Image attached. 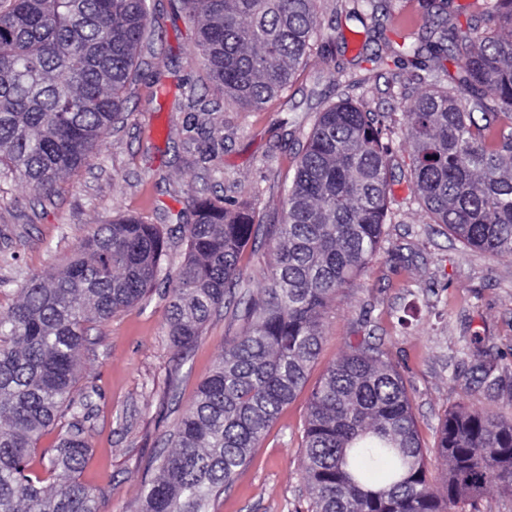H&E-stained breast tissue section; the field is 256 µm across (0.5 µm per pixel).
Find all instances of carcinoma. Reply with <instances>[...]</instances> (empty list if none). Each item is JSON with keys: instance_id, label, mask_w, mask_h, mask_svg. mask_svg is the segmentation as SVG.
I'll return each instance as SVG.
<instances>
[{"instance_id": "obj_1", "label": "carcinoma", "mask_w": 512, "mask_h": 512, "mask_svg": "<svg viewBox=\"0 0 512 512\" xmlns=\"http://www.w3.org/2000/svg\"><path fill=\"white\" fill-rule=\"evenodd\" d=\"M194 25L209 80L243 109L284 92L317 41L318 0H175ZM491 28L437 24L423 65L434 89L401 97L417 195L464 245L512 255V0H484ZM151 20L146 0H0V167L36 195L83 166L123 109ZM457 74L438 86L445 61ZM376 115L350 99L321 112L282 200L267 287L246 329L177 421L172 450L135 512H208L307 380L336 293L370 263L384 233L389 147ZM188 254L168 290V335L186 349L234 302L255 212L192 200ZM166 240L123 216L96 224L59 269L32 278L0 311V512H101L81 482L89 396L74 388L91 323L142 301ZM48 478L31 466L62 421ZM307 512H459L492 480L512 493V417L463 407L441 423L432 481L404 381L383 353L348 346L313 390L304 429Z\"/></svg>"}]
</instances>
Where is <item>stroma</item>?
<instances>
[{"label": "stroma", "instance_id": "obj_1", "mask_svg": "<svg viewBox=\"0 0 512 512\" xmlns=\"http://www.w3.org/2000/svg\"><path fill=\"white\" fill-rule=\"evenodd\" d=\"M376 19L349 17L343 0H319L320 39L336 62L317 55L296 68L288 90L264 108L245 110L215 88L195 48L192 24L170 0H147L152 26L139 54L121 119L88 161L54 193L33 194L0 174V307L32 277L61 266L93 225L133 215L167 240L162 278L146 303L94 324L80 352L77 393L91 392L85 427L91 448L80 474L102 512H130L153 478L147 462L170 449L174 426L224 346L245 321L236 306L217 312L195 345L167 334L166 289L187 256L183 225L193 197L248 203L256 232L239 262L237 295L265 288L273 259L270 225L291 185L306 135L325 106L352 98L390 128L393 178L388 217L368 267L342 288L323 319L318 358L296 398L253 448L210 512H305L302 441L312 390L350 341L366 339L402 376L423 446L458 406L512 416V256L472 250L434 223L415 193L411 147L400 94L413 66H394L405 43L424 44L432 19L422 0H385ZM362 85L347 87L346 78ZM198 123L188 136L185 127Z\"/></svg>", "mask_w": 512, "mask_h": 512}]
</instances>
